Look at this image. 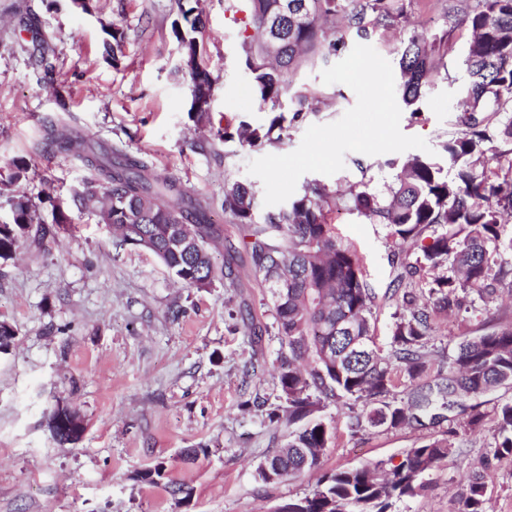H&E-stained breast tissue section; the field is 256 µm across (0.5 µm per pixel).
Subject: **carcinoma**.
I'll return each instance as SVG.
<instances>
[{
    "label": "carcinoma",
    "instance_id": "1",
    "mask_svg": "<svg viewBox=\"0 0 512 512\" xmlns=\"http://www.w3.org/2000/svg\"><path fill=\"white\" fill-rule=\"evenodd\" d=\"M178 19L172 30L181 48L177 70L188 75L191 118L205 127L211 120L214 80L203 56L200 0H175ZM406 13L400 0H249V15L239 53L254 92L267 105L268 123L239 124L217 132L251 147L282 140L284 102L292 119L312 111L316 93L290 91L289 75L327 62L345 45L336 36V20L366 36L391 28ZM470 31L464 59L459 131L442 145L447 165L433 157L407 159L382 194L368 187L349 190L352 209L373 224H384L401 247L396 265L403 312L391 327V354L382 356L373 336L375 295L368 288L358 255L336 237L325 206L336 201L329 189L311 182L288 207L255 221L254 194L239 181L224 185V212L245 228L239 257L250 265L273 300L275 329L282 345L277 379L281 405L269 414L292 430L288 440L257 467L264 483L297 477L318 468L333 430L317 412L330 401L362 400L367 410L351 428H394L440 424L449 414L467 415L474 431L485 413L463 399L512 388V323L456 345L448 367L435 365L428 349L436 319L461 307L475 290L489 299L512 268L501 261L512 254V236L502 226L512 220V156L495 146L512 143V0H479V9L454 20ZM104 43L113 66L120 64L125 33L113 28ZM448 27L428 37L414 33L396 50L405 106L416 111L422 89L439 75L447 54ZM46 146L73 156L92 171L71 195L79 210L90 208L112 226L120 245L153 253L187 288H207L216 277L211 246L223 241V229L210 223L207 206L187 194L178 181L130 156L123 146H104L77 133L51 132ZM9 188L27 177L28 163L10 164ZM12 222L0 224V259L8 260L30 232L53 234L24 194L11 196ZM411 386L405 401L394 392ZM53 431L61 444H74L85 432L80 417L65 407ZM495 456L512 457V398L496 407ZM451 445L434 439L408 448L398 462L377 461L324 475L312 494L286 502L288 512H389L398 501L425 488L424 476L448 458ZM136 478L157 484L166 478L159 462ZM457 512H488L486 485L476 473L459 495Z\"/></svg>",
    "mask_w": 512,
    "mask_h": 512
}]
</instances>
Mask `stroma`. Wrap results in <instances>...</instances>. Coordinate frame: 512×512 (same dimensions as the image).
I'll return each mask as SVG.
<instances>
[{
	"label": "stroma",
	"mask_w": 512,
	"mask_h": 512,
	"mask_svg": "<svg viewBox=\"0 0 512 512\" xmlns=\"http://www.w3.org/2000/svg\"><path fill=\"white\" fill-rule=\"evenodd\" d=\"M201 5L199 40L214 78L212 123L203 129L189 115V80L176 70L173 0H92L88 14L70 0H0V174L13 158L28 159L20 189L44 220L51 221V200L69 198L89 175L72 158L37 151L48 121L65 120L70 130L105 144L122 139L131 154L206 200L213 223L235 241L239 226L222 207L225 182L251 184L256 214L264 216V186L248 174V163L294 151L309 126L334 122L354 106V92L324 84L315 67L295 76L291 87L323 99L289 123L280 142L250 147L219 139L218 129L264 122L267 112L241 65L242 21L225 0ZM477 5L411 0L407 14L412 27L432 34L445 14L460 16ZM115 26L126 34L116 66L103 47ZM467 39L464 28L450 33L445 72L424 89L418 113L401 114L402 132L424 138L437 154L455 130ZM405 158L350 152L344 170L318 179L332 191L364 179L380 193ZM328 221L363 263L377 295L375 342L389 353L400 306L388 230L346 203L330 209ZM245 306L264 328L261 340L241 319ZM0 321L16 331L9 350L0 352V512H274L310 495L320 475L396 459L444 437L454 448L447 462L392 512H455L458 489L484 462L490 512H512V457L494 456L501 390L479 396L486 419L476 433L460 414L436 426L355 432L350 422L363 412L362 402L326 404L321 416L335 439L319 470L271 485L258 480V464L281 446L288 427L267 417L280 402L281 344L271 329V296L249 268H238L233 281L186 288L153 254L116 247L110 226L90 211H75L42 242L26 240L11 259L0 260ZM508 322L511 288L490 301L472 292L458 312L436 322L428 348L447 358L463 337ZM60 406L74 408L86 425L77 443L59 445L48 427ZM186 448L197 449V457L185 459ZM159 462L168 482L136 480L137 471ZM173 481L190 497L172 494Z\"/></svg>",
	"instance_id": "1"
}]
</instances>
